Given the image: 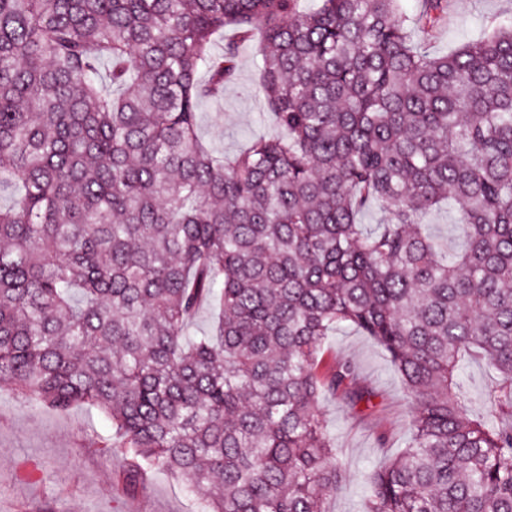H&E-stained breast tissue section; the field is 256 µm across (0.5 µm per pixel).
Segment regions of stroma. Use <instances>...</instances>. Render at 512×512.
I'll list each match as a JSON object with an SVG mask.
<instances>
[{
  "label": "stroma",
  "instance_id": "obj_1",
  "mask_svg": "<svg viewBox=\"0 0 512 512\" xmlns=\"http://www.w3.org/2000/svg\"><path fill=\"white\" fill-rule=\"evenodd\" d=\"M490 18L512 23V0H449L447 23L424 48L433 55L453 52L483 36ZM258 50L257 43L244 44L237 77L223 99L203 102L199 109L200 138L227 155L249 138L274 130L255 90ZM324 350L328 358L351 362L374 392L371 404L357 406L354 419L341 400L327 395L319 401L347 473L326 507L328 512H362L363 475L403 451L409 405L399 374L371 338L339 329ZM111 437L110 421L96 409L83 406L57 414L14 396L0 381V512H205L204 490L186 489L170 473L152 472L134 490L118 483L121 454L100 449Z\"/></svg>",
  "mask_w": 512,
  "mask_h": 512
}]
</instances>
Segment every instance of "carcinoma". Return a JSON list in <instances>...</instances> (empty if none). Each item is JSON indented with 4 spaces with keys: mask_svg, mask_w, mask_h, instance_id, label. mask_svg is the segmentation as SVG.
I'll return each mask as SVG.
<instances>
[{
    "mask_svg": "<svg viewBox=\"0 0 512 512\" xmlns=\"http://www.w3.org/2000/svg\"><path fill=\"white\" fill-rule=\"evenodd\" d=\"M301 2L0 0V186L22 188L0 209V381L98 408L129 488L163 470L207 512H327L345 472L319 399L374 397L321 357L354 327L411 403L365 512H512V24L435 56L448 0ZM256 37L279 134L219 156L199 107ZM444 204L458 250L426 230ZM466 355L495 374L481 417Z\"/></svg>",
    "mask_w": 512,
    "mask_h": 512,
    "instance_id": "cac0c4a2",
    "label": "carcinoma"
}]
</instances>
